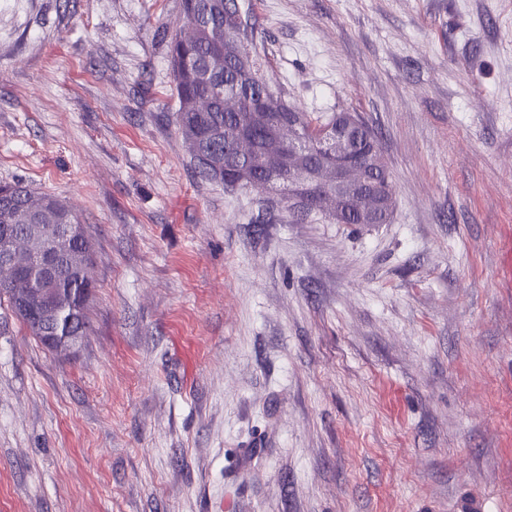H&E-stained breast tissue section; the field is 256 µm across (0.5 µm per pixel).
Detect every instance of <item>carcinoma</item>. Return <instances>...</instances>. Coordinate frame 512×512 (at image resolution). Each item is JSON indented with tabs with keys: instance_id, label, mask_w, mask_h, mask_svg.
I'll list each match as a JSON object with an SVG mask.
<instances>
[{
	"instance_id": "1",
	"label": "carcinoma",
	"mask_w": 512,
	"mask_h": 512,
	"mask_svg": "<svg viewBox=\"0 0 512 512\" xmlns=\"http://www.w3.org/2000/svg\"><path fill=\"white\" fill-rule=\"evenodd\" d=\"M223 10L224 0H182L183 19L196 20L198 28L190 42L183 43L175 38L170 40V69L178 101V130L184 143L196 141L203 149H211L227 156L231 167L247 168L262 176L264 171L259 156L241 161L234 153L236 139L242 133L250 134L257 149H262L279 122L277 112H266L259 119L253 111L255 99L269 90L260 78L259 70H253V74L247 77L241 73L234 60L228 59L209 79L202 80L198 76L199 71L218 49L212 30ZM227 92H234L241 99V107L233 115L224 114V94ZM196 98L210 99L211 109L207 112H194L189 109V102ZM296 120L307 143V163L313 169L319 170L324 164L321 146L323 133L332 124L334 117L324 119L299 111ZM362 127L357 160L373 178L384 181L391 177V173L381 151L372 149L370 144V140H378L377 134L365 122ZM196 172L199 177L220 182L229 190L244 187L242 183L235 185L231 181L225 182L226 176L235 178V174L229 171H205L198 168ZM272 189L279 192L277 205L288 213L290 222L302 224L319 215L317 211L299 208L290 203L288 182L285 178H274ZM394 210L395 204L392 203L384 213L370 221L359 206L345 202L336 212L326 214L324 218L331 224H388L393 218ZM76 223L77 216L56 196L38 193L20 183L0 185V238L6 235L23 236L26 234L27 225L45 224L47 229L43 238L44 251L63 255L79 252L86 256L87 264L90 265L92 246L89 232L64 239L58 237L52 228L54 224ZM19 264L23 278L0 285V302H7L12 313L27 327L31 335L48 348L49 336L54 332L53 324L29 317L23 312L20 299L16 297V293L29 288V280L40 279L42 270L26 255L20 257ZM89 284L90 279L85 276L80 280L72 276L60 277L51 284V287L57 289V304L65 308L61 324L62 335L84 337L89 334Z\"/></svg>"
}]
</instances>
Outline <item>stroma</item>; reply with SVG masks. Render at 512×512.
Instances as JSON below:
<instances>
[{"label":"stroma","instance_id":"35a3bbf8","mask_svg":"<svg viewBox=\"0 0 512 512\" xmlns=\"http://www.w3.org/2000/svg\"><path fill=\"white\" fill-rule=\"evenodd\" d=\"M265 81L378 134L391 223L198 178L181 0H0V184L70 205L91 330L0 306V512H512V0H239Z\"/></svg>","mask_w":512,"mask_h":512}]
</instances>
